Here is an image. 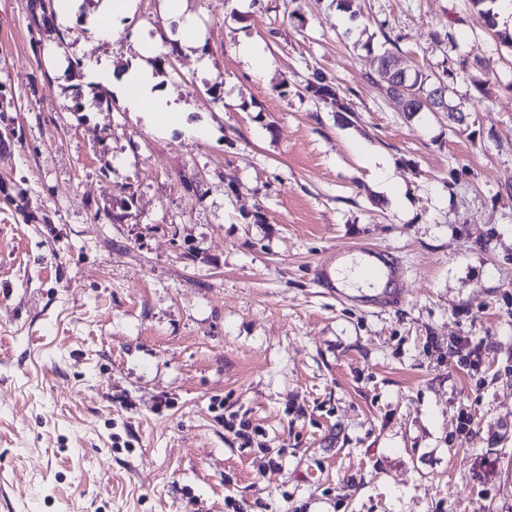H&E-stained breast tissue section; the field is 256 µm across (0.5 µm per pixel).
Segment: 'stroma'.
Returning <instances> with one entry per match:
<instances>
[{
  "label": "stroma",
  "mask_w": 512,
  "mask_h": 512,
  "mask_svg": "<svg viewBox=\"0 0 512 512\" xmlns=\"http://www.w3.org/2000/svg\"><path fill=\"white\" fill-rule=\"evenodd\" d=\"M39 2L0 0V512H512V49L469 0H358L350 35L336 0H186L209 68L152 64L203 138L78 81L162 0L104 44ZM387 34L428 75L486 60L462 123L372 84ZM352 244L402 303L319 287ZM306 91L327 108H331L336 112L349 111V107L344 102V99L338 94L332 83L327 81L323 75L316 74L313 81L307 85ZM353 252L364 255L367 259L361 262L365 274L386 283V288L382 289L381 294H391L398 298L403 294L404 277L401 268L394 263L388 255L380 250L363 248L359 250H344L339 253L341 259L352 255ZM390 288H387V287Z\"/></svg>",
  "instance_id": "stroma-1"
}]
</instances>
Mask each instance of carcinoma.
<instances>
[{
  "label": "carcinoma",
  "instance_id": "1",
  "mask_svg": "<svg viewBox=\"0 0 512 512\" xmlns=\"http://www.w3.org/2000/svg\"><path fill=\"white\" fill-rule=\"evenodd\" d=\"M495 0H471L481 14L484 24L495 30V34L501 43L512 48V33L507 30L497 29L495 14L492 4ZM384 43L377 55L378 79L373 84L379 86L380 90L390 99L402 98L405 100L401 111L407 113L421 112L431 106L439 112L448 113V119L454 122L463 120L466 112L464 103L456 102L446 95L448 90L447 80L454 76V70L444 69L442 74L430 79V76L419 70L407 73L406 78H401L404 68L400 64L398 40L385 34ZM306 91L325 107L337 112L349 111L348 105L338 94L331 82L322 75H315Z\"/></svg>",
  "mask_w": 512,
  "mask_h": 512
}]
</instances>
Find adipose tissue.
<instances>
[{"label": "adipose tissue", "instance_id": "obj_1", "mask_svg": "<svg viewBox=\"0 0 512 512\" xmlns=\"http://www.w3.org/2000/svg\"><path fill=\"white\" fill-rule=\"evenodd\" d=\"M135 0H101L96 13L87 20V28L98 39L119 37L123 20L134 14ZM165 17L175 29L168 37L141 36L135 42L139 61L123 69L110 63L88 65L85 80L92 87H109L119 97L126 111L143 115L149 125L161 132L193 129L197 136H206L205 127L190 126L186 105L175 97L161 92L158 78L148 60L165 52V39L178 42L186 53H193L199 44V30L193 17L187 13L185 0H164Z\"/></svg>", "mask_w": 512, "mask_h": 512}]
</instances>
